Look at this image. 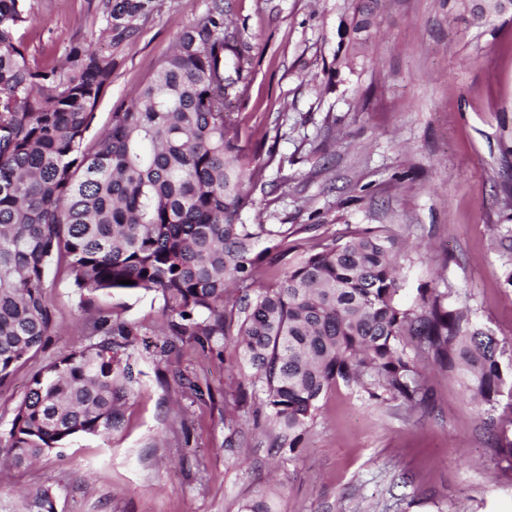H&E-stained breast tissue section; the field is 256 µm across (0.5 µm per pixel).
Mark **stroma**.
Listing matches in <instances>:
<instances>
[{"label": "stroma", "mask_w": 512, "mask_h": 512, "mask_svg": "<svg viewBox=\"0 0 512 512\" xmlns=\"http://www.w3.org/2000/svg\"><path fill=\"white\" fill-rule=\"evenodd\" d=\"M105 0H30L20 37L39 66L91 32L112 57L93 132L131 105L177 37L212 0H149L133 35L112 39ZM359 0H224L252 60L237 109L264 184L245 224L288 236L260 280L360 228L391 235L418 289L447 292L471 321L512 344V14L480 24L464 0H378L367 32ZM57 330L0 385V436L30 378L89 344L94 320L136 334L141 384L119 431L78 438L8 484L52 480L58 512H512V406L473 405L459 373L417 356L425 405L333 386L296 453L275 432L234 342L221 354L180 344L160 365L162 302L100 292L91 305L60 274L48 290ZM209 389L197 399L190 384ZM243 399L236 426L226 402Z\"/></svg>", "instance_id": "1"}]
</instances>
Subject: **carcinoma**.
Listing matches in <instances>:
<instances>
[{
	"label": "carcinoma",
	"instance_id": "cac0c4a2",
	"mask_svg": "<svg viewBox=\"0 0 512 512\" xmlns=\"http://www.w3.org/2000/svg\"><path fill=\"white\" fill-rule=\"evenodd\" d=\"M144 9L145 0H105L107 30L133 34ZM31 21L27 0H0V383L51 336L54 267L89 296H159V357L186 340L211 352L239 337L252 386L290 453L339 383L419 407L414 349L459 367L472 400H512V346L437 288L402 304L405 267L383 233L335 237L257 284V244L276 248L287 231L239 222L263 166L240 144L228 111L246 97L252 62L240 31L224 24V0L179 36L137 101L92 139L112 58L92 49L90 37L39 67L16 39ZM100 329L98 342L32 376L0 438V472L120 428L142 375L135 333L105 320ZM56 504L53 485H41L12 512H57Z\"/></svg>",
	"mask_w": 512,
	"mask_h": 512
}]
</instances>
